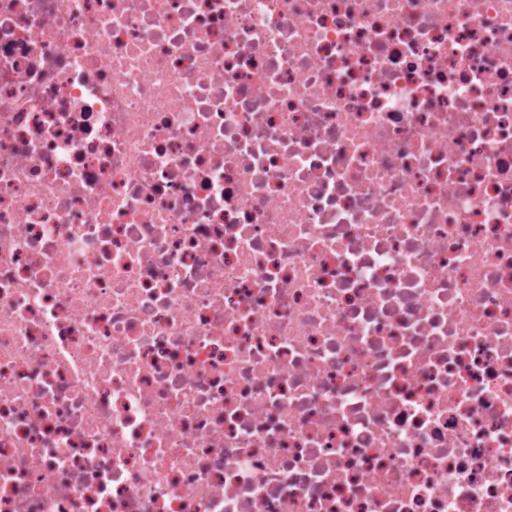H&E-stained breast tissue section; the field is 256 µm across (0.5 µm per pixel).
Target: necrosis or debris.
<instances>
[{"label": "necrosis or debris", "mask_w": 512, "mask_h": 512, "mask_svg": "<svg viewBox=\"0 0 512 512\" xmlns=\"http://www.w3.org/2000/svg\"><path fill=\"white\" fill-rule=\"evenodd\" d=\"M0 512H512V0H0Z\"/></svg>", "instance_id": "4bbe7bcc"}]
</instances>
